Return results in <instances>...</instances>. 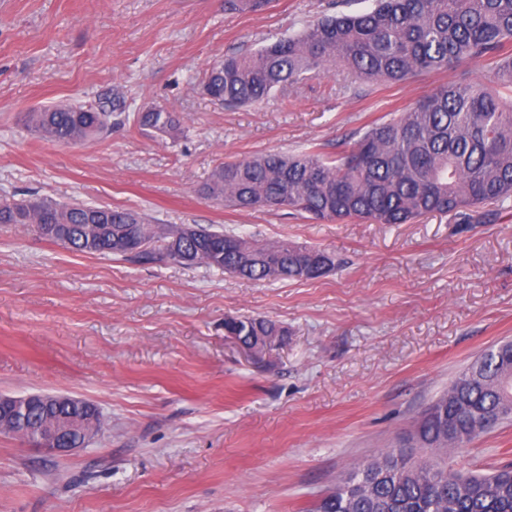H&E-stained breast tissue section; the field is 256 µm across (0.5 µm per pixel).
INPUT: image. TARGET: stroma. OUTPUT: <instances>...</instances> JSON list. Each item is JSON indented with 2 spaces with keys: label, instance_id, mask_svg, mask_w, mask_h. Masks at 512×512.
Listing matches in <instances>:
<instances>
[{
  "label": "stroma",
  "instance_id": "obj_1",
  "mask_svg": "<svg viewBox=\"0 0 512 512\" xmlns=\"http://www.w3.org/2000/svg\"><path fill=\"white\" fill-rule=\"evenodd\" d=\"M333 0H0V197L36 193L139 209L161 224H214L331 252L335 271L255 282L215 268L142 265L71 251L0 224V394L95 404L87 447L49 454L0 434V512H313L357 461L403 444L422 409L488 347L512 340V200L413 224L315 223L204 199L211 171L357 129L448 83L490 84L486 62L399 82L339 71L228 111L199 75L232 52L296 32ZM160 106L177 144L133 122L99 140L37 138L23 113L60 102ZM264 316L284 344L248 359L224 318ZM512 464V424L455 454Z\"/></svg>",
  "mask_w": 512,
  "mask_h": 512
}]
</instances>
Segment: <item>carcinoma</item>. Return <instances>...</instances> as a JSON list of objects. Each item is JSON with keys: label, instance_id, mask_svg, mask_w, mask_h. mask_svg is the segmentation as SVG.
<instances>
[{"label": "carcinoma", "instance_id": "carcinoma-1", "mask_svg": "<svg viewBox=\"0 0 512 512\" xmlns=\"http://www.w3.org/2000/svg\"><path fill=\"white\" fill-rule=\"evenodd\" d=\"M269 0H224L229 11H257ZM357 14L327 16L252 52L230 54L199 80L220 106L258 104L305 79L341 66L358 82H400L417 71L466 62L493 63L492 78L512 94V0H370ZM112 110L71 103L24 115L44 140L81 145L112 126ZM145 135L176 143L182 121L149 107L133 115ZM201 193L238 210L282 207L317 221L358 218L410 224L512 199V100L477 85L448 83L409 112L380 119L353 133L334 155L313 146L292 155L267 152L216 166ZM0 224H22L80 253L112 255L144 264H205L252 281L309 280L336 268L327 250L286 240L261 242L211 227L178 240V225L156 224L144 211L87 205L51 196L0 198ZM227 336L249 345L285 335L273 320L224 319ZM512 408V342L487 348L422 412L413 445L382 451L352 466L314 512H512V465L485 473L453 467L449 459L480 434L506 423ZM96 407H28L19 428L55 423L61 444L83 447L84 431L102 425Z\"/></svg>", "mask_w": 512, "mask_h": 512}]
</instances>
